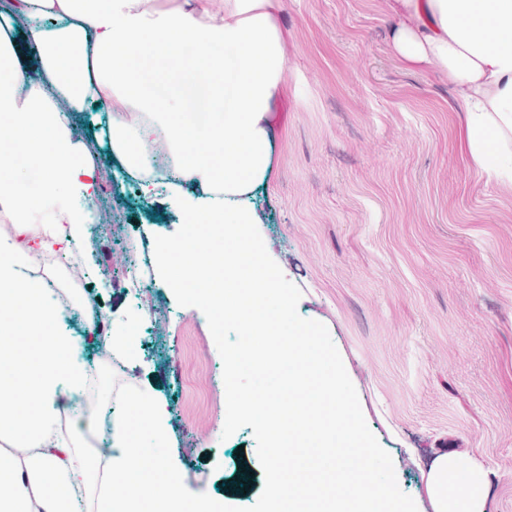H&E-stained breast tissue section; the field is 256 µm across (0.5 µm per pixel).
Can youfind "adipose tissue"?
<instances>
[{"instance_id": "obj_1", "label": "adipose tissue", "mask_w": 512, "mask_h": 512, "mask_svg": "<svg viewBox=\"0 0 512 512\" xmlns=\"http://www.w3.org/2000/svg\"><path fill=\"white\" fill-rule=\"evenodd\" d=\"M280 0H0V512H223L217 500L186 504L164 470L168 410L143 402L109 426L106 447L81 433L68 401L91 399L95 374L74 313L16 240L47 253L88 240L96 158L77 115L103 112L108 150L150 192L151 161L165 150L171 200L188 230L159 241L156 272L215 327L235 318L251 360L277 352L274 384L251 411L270 432L274 476L268 512H411L371 453L325 350L295 320L283 274L254 227V193L272 163L271 112L285 69ZM391 49L409 69L455 91L462 147L488 179L512 188V0H390ZM312 473L283 470L289 449ZM434 512H487L482 462L436 456L427 472Z\"/></svg>"}]
</instances>
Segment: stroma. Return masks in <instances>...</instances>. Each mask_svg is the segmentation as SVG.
I'll return each mask as SVG.
<instances>
[{"label": "stroma", "mask_w": 512, "mask_h": 512, "mask_svg": "<svg viewBox=\"0 0 512 512\" xmlns=\"http://www.w3.org/2000/svg\"><path fill=\"white\" fill-rule=\"evenodd\" d=\"M284 92L255 230L288 274L293 315L336 365L381 472L412 512H434L431 461L467 451L487 471L488 512H512V189L488 181L461 147L463 115L447 82L400 67L389 0H282ZM98 221L80 250L48 267L109 330L133 322L132 357L103 365L91 409L128 417L136 396L166 403L165 468L186 501L264 512L266 468L244 497L226 494L268 435L247 413L225 426L237 324L215 334L203 311L155 280L154 245L183 216L166 185L142 193L99 144ZM144 289L134 288V281Z\"/></svg>", "instance_id": "35a3bbf8"}]
</instances>
